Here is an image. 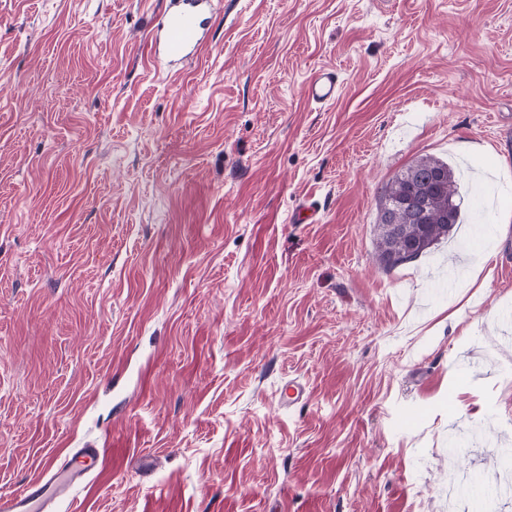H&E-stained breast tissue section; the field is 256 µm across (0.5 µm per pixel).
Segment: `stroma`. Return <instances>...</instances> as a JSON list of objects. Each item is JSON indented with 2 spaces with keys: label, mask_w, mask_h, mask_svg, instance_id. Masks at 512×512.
<instances>
[{
  "label": "stroma",
  "mask_w": 512,
  "mask_h": 512,
  "mask_svg": "<svg viewBox=\"0 0 512 512\" xmlns=\"http://www.w3.org/2000/svg\"><path fill=\"white\" fill-rule=\"evenodd\" d=\"M167 4L0 0V493L90 446L53 512H456L512 451V0H215L174 76ZM426 155L460 223L384 269ZM339 91L340 84L336 71L326 68L315 73L304 87L306 97L320 104L335 101ZM416 185L427 189L414 205L406 204ZM457 196L455 172L448 162L438 158L421 157L397 173L383 187L377 205L374 226L378 263L384 269H394L448 238L460 220ZM306 398V387L297 379L289 380L280 389L279 402L282 406L292 408L303 403Z\"/></svg>",
  "instance_id": "35a3bbf8"
}]
</instances>
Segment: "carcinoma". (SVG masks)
I'll return each instance as SVG.
<instances>
[{"instance_id":"cac0c4a2","label":"carcinoma","mask_w":512,"mask_h":512,"mask_svg":"<svg viewBox=\"0 0 512 512\" xmlns=\"http://www.w3.org/2000/svg\"><path fill=\"white\" fill-rule=\"evenodd\" d=\"M455 172L432 156L415 160L382 189L376 258L385 269L410 263L447 238L460 220Z\"/></svg>"}]
</instances>
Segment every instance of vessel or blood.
Returning <instances> with one entry per match:
<instances>
[{
    "instance_id": "b4317fda",
    "label": "vessel or blood",
    "mask_w": 512,
    "mask_h": 512,
    "mask_svg": "<svg viewBox=\"0 0 512 512\" xmlns=\"http://www.w3.org/2000/svg\"><path fill=\"white\" fill-rule=\"evenodd\" d=\"M212 12L210 0H169L150 29L151 52L165 56L169 66L198 56L208 45ZM340 84L335 70L321 69L306 83V97L320 104L335 101ZM307 398L305 385L292 379L279 395L282 406L292 408ZM98 451L81 448L69 452L58 464L44 468L21 489L0 494V512H47L71 486L90 475L98 466Z\"/></svg>"
}]
</instances>
